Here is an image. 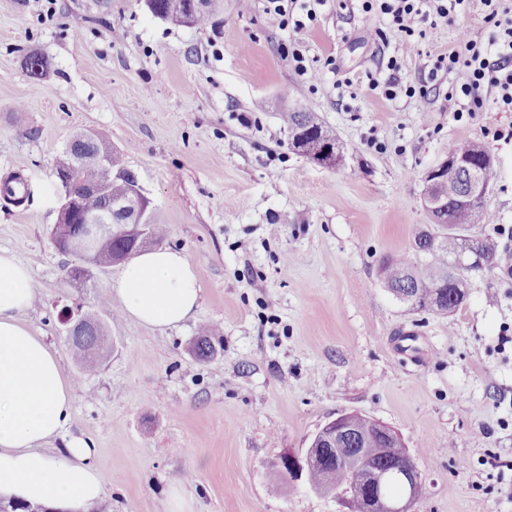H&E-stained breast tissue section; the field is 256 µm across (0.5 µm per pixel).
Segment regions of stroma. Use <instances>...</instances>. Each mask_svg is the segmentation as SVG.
<instances>
[{"label": "stroma", "mask_w": 512, "mask_h": 512, "mask_svg": "<svg viewBox=\"0 0 512 512\" xmlns=\"http://www.w3.org/2000/svg\"><path fill=\"white\" fill-rule=\"evenodd\" d=\"M302 31L265 0H224L204 30L153 17L143 0H0V178L21 172L30 196L0 200V248L33 273L25 320L57 350L75 385L68 433L92 440L106 480L104 512H169L179 490L191 512H339L336 498L286 481L272 464L304 452L338 416L394 428L424 489L413 512H512V140L492 130L512 112L474 118L456 72L459 27L488 39L479 0L434 40L382 43L388 16L363 0H327ZM45 76L24 69L29 53ZM396 59L394 99L371 89ZM432 83L428 101L406 95ZM305 106L344 154L322 167L290 145L280 114ZM79 129L127 152L166 247L193 264L202 298L193 318L159 330L115 313L112 355L83 375L58 314L111 289L119 268L72 288L78 258L50 229L53 163ZM495 159L480 212L497 263L469 273L454 313L410 310L379 277L383 258L412 256L429 224L422 176L460 140ZM223 329L213 358L192 345Z\"/></svg>", "instance_id": "stroma-1"}]
</instances>
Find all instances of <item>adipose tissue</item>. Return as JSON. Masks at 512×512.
I'll return each mask as SVG.
<instances>
[{
	"label": "adipose tissue",
	"instance_id": "1",
	"mask_svg": "<svg viewBox=\"0 0 512 512\" xmlns=\"http://www.w3.org/2000/svg\"><path fill=\"white\" fill-rule=\"evenodd\" d=\"M35 295L28 266L0 249V497L86 512L105 484L93 447L67 434L73 382L53 346L23 319ZM110 295L136 322L163 330L193 316L200 288L186 255L159 248L129 260Z\"/></svg>",
	"mask_w": 512,
	"mask_h": 512
}]
</instances>
